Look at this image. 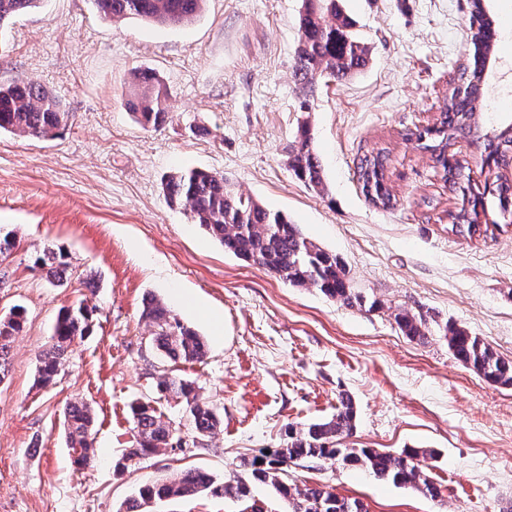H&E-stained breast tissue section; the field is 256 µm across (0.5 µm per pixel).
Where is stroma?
Returning a JSON list of instances; mask_svg holds the SVG:
<instances>
[{"instance_id": "1", "label": "stroma", "mask_w": 512, "mask_h": 512, "mask_svg": "<svg viewBox=\"0 0 512 512\" xmlns=\"http://www.w3.org/2000/svg\"><path fill=\"white\" fill-rule=\"evenodd\" d=\"M370 49L363 71L296 84L294 49L303 0H205L190 23L102 19L92 0H41L0 28V83L28 78L71 114L53 139L0 132V234L18 246L0 261V316L22 306L26 324L0 382V512H121L141 486L194 466L223 481L240 457L281 447L288 427L330 417L340 394L357 421L350 448L433 450L431 499L363 470L292 467L295 487L320 485L366 512H503L512 506V388L454 359L439 328L453 322L512 359V224L454 235L449 190L430 153L407 133L431 126L467 57L462 0H343ZM500 32L479 114L512 124V0H491ZM154 70L173 119L152 129L125 105L123 80ZM309 101L311 112L300 111ZM308 123L326 191L293 175L287 148ZM208 128L205 137L189 127ZM386 156L397 203L376 207L358 181L361 159ZM199 168L297 224L342 258L367 301L346 307L293 287L225 252L162 190ZM64 250L63 285L34 259ZM94 287H87L88 278ZM155 297L207 345L202 361L172 363L151 343L142 301ZM91 313L52 385L37 359L66 307ZM434 318L426 342L409 340L391 312ZM194 382L221 419L215 435L115 470L133 445L130 404L148 401L181 431L179 400L158 394L168 373ZM94 411L95 460L79 468L63 408ZM145 512H288L270 489L247 500L204 493L146 504Z\"/></svg>"}]
</instances>
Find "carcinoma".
<instances>
[{
    "mask_svg": "<svg viewBox=\"0 0 512 512\" xmlns=\"http://www.w3.org/2000/svg\"><path fill=\"white\" fill-rule=\"evenodd\" d=\"M39 0H0V24L37 7ZM98 12L112 21L140 18L146 22L182 25L200 12L204 0H94ZM340 0H305L299 15V38L294 52L293 75L303 87L312 86L318 77L344 80L362 71L368 63L369 48L353 31V20L346 15ZM469 25L477 26L473 36L480 37L491 27L493 18L488 0H470ZM127 106L142 125L161 126L169 118L168 92L156 73L134 69L127 79ZM470 111L469 94L451 96L441 108L433 126L412 134L417 148L431 153L448 172L447 149L450 140L459 134L452 119L458 112ZM69 121L59 101L43 86L18 79L0 85V130L36 139L54 138ZM472 134L476 148L488 156L499 153L508 143L506 131L493 135L475 123ZM288 168L294 176L314 190L323 189L321 165L316 156L308 123L298 127L288 154ZM359 179L366 198L374 205L390 208L395 198L385 183L384 156L376 154L360 163ZM164 194L173 207L186 212L190 219L204 228L224 248L238 258L259 266L291 286H310L326 297L352 307L363 303L361 293L350 285L345 264L334 254L307 239L297 225L279 211H273L256 199L230 187L224 176L212 171L191 170L168 176ZM481 230L474 224L454 216L451 231L473 236ZM46 270L48 282L60 286L69 269L67 254L47 249L36 259ZM143 318L154 330L153 344L164 357L177 362H194L204 358L206 346L202 338L180 320L159 300H144ZM395 323L411 340L422 342L430 335L429 321L422 314L401 310L394 314ZM24 311L15 307L8 317L0 319V382L6 377L7 355L13 336L23 330ZM90 328V316L83 306L63 309L54 327L53 344L39 358L38 382L50 384L68 356V348L76 336ZM444 339L452 356L493 384L512 387V360L498 355L489 344L455 323L442 327ZM158 392L181 399L191 420L194 437L215 433L220 419L203 401L193 383L177 376L164 378ZM134 421V447L122 457L120 466L156 453L162 448L182 447L176 429L161 419L150 403L137 401L131 405ZM64 427L69 447L78 452L75 464L87 467L94 460V413L84 402L68 404L64 411ZM356 426V410L352 400L340 397L332 417L288 429L282 447L262 459L243 457L227 480L215 484L208 472L188 468L160 483L142 486L138 496L126 503L124 512H140L154 499L194 497L203 492L244 499L253 484L272 486L286 501L290 512H365L356 499L339 497L319 486L293 488L285 481L287 465L300 466L319 461L343 467L363 469L377 478L407 485L425 497L435 498L439 489L422 464L433 456L426 448H404L387 451L377 448L341 447V440L350 437Z\"/></svg>",
    "mask_w": 512,
    "mask_h": 512,
    "instance_id": "1",
    "label": "carcinoma"
}]
</instances>
